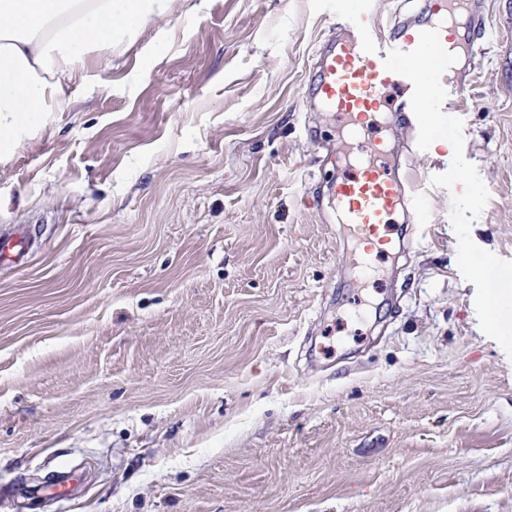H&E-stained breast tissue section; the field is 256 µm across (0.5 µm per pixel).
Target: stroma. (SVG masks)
I'll use <instances>...</instances> for the list:
<instances>
[{"label":"stroma","instance_id":"stroma-1","mask_svg":"<svg viewBox=\"0 0 512 512\" xmlns=\"http://www.w3.org/2000/svg\"><path fill=\"white\" fill-rule=\"evenodd\" d=\"M486 8L458 116L471 238L512 260V0ZM333 9L175 0L0 162V232L28 237L0 266V512H512V357L451 191L362 285L327 203L343 123L306 98Z\"/></svg>","mask_w":512,"mask_h":512}]
</instances>
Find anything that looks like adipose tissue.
Listing matches in <instances>:
<instances>
[{"label":"adipose tissue","mask_w":512,"mask_h":512,"mask_svg":"<svg viewBox=\"0 0 512 512\" xmlns=\"http://www.w3.org/2000/svg\"><path fill=\"white\" fill-rule=\"evenodd\" d=\"M172 0H0V160L68 110L90 55Z\"/></svg>","instance_id":"obj_1"}]
</instances>
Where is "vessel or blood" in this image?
<instances>
[{
	"label": "vessel or blood",
	"instance_id": "1",
	"mask_svg": "<svg viewBox=\"0 0 512 512\" xmlns=\"http://www.w3.org/2000/svg\"><path fill=\"white\" fill-rule=\"evenodd\" d=\"M336 32L324 39L315 54V78L310 101L347 121L348 153L334 185L338 221L362 246L360 265L372 270L387 251L382 233L396 214H403L412 233L428 220L424 200L415 193V174L390 160L387 141L369 137L368 116L380 111L386 91H394L393 110L403 124L417 128L410 106L411 82L389 72L384 61L390 50L409 51L421 31L439 28L442 47L457 62L442 76L452 84L458 102L471 97L476 58L487 42L485 0H415L410 10L388 25L377 21L373 0H342ZM23 239L0 233V264L23 256Z\"/></svg>",
	"mask_w": 512,
	"mask_h": 512
}]
</instances>
